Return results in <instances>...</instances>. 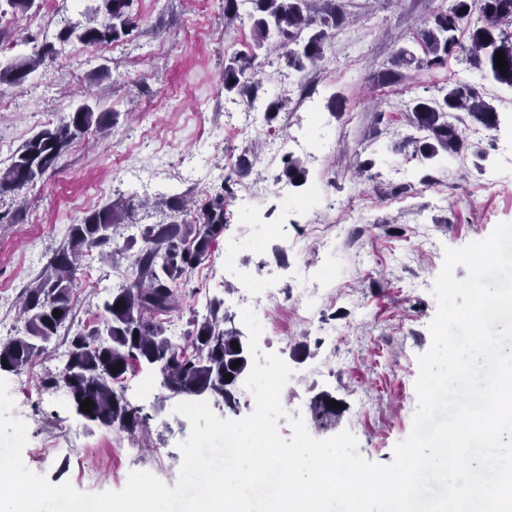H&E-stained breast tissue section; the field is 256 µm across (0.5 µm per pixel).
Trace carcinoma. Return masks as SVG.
Returning <instances> with one entry per match:
<instances>
[{
    "label": "carcinoma",
    "instance_id": "obj_1",
    "mask_svg": "<svg viewBox=\"0 0 512 512\" xmlns=\"http://www.w3.org/2000/svg\"><path fill=\"white\" fill-rule=\"evenodd\" d=\"M134 0H101L82 29L60 31L62 42L76 37L86 45L112 43L129 35L135 28L131 7ZM253 53L234 55L224 61L221 81L224 91L235 94L249 106L260 104L267 120L276 118L283 107L277 99L260 97L262 81L257 78L253 61L256 51L280 52L286 67L301 72L324 60L329 18L315 12L317 0H249ZM103 19H98V14ZM422 56L408 48L396 52L390 76L403 78L400 69H435L448 57L463 52L473 66L496 82L512 88V0H452L424 23L418 36ZM503 52L506 73L494 63ZM54 45L45 44L35 54L0 62V86H20L40 66L53 60ZM467 115L485 128H498V112L472 86L450 85L440 95L419 98L411 109L410 124L428 132L422 140H410L419 161L430 164L440 153L450 157L469 149L459 127L448 121L456 112ZM113 114L99 108L94 97L75 104L69 120L40 130L14 155L12 162L0 169V194L15 191L54 167L61 153L75 139L88 133H102L112 127ZM301 163L284 159L282 176L290 183L306 181ZM232 177L224 178L222 192L209 202L195 221L173 220L152 224L143 235V246L133 255V281L110 292L102 303V326L78 332L71 339L69 358L59 374L74 406L90 399L94 406L83 416L95 426H118L126 430L142 428L145 419L116 388L135 366L158 367L163 387L172 397H194L204 393L220 397L228 407L235 404L234 381L247 370L248 358L243 346L233 348L238 333L230 326L223 302L215 301L209 316L193 322L189 333L194 354L165 336V328L156 315L177 304L176 285L212 248L224 228V199L232 195ZM134 206L111 203L70 225L67 245L48 264L45 274L25 289L21 313L23 334L0 344V370L14 371L32 357L46 351V343L72 315V288L77 269L86 253L114 238L117 229L130 216ZM59 315H54V312ZM240 361L233 368L231 364ZM232 380H226V375ZM314 419L321 423L336 416L331 398L316 399Z\"/></svg>",
    "mask_w": 512,
    "mask_h": 512
}]
</instances>
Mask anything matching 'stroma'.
<instances>
[{"label": "stroma", "instance_id": "stroma-1", "mask_svg": "<svg viewBox=\"0 0 512 512\" xmlns=\"http://www.w3.org/2000/svg\"><path fill=\"white\" fill-rule=\"evenodd\" d=\"M450 0H322L323 14L339 8L340 25L329 26L324 60L301 72L287 71L277 56L259 53L255 67L268 96L286 106L276 119L245 113L238 96L221 84L224 61L252 48L249 0L233 22L224 0H134L136 29L123 40L88 46L57 41L65 27L84 26L97 0H36L24 14L0 0V61L29 55L54 43V59L31 73L22 88L0 86V167L49 124L67 119L77 95L89 91L115 116L110 133H94L70 145L54 168L20 190L0 194V344L20 335L25 289L45 273L77 218L106 204L158 194L183 197L204 207L234 173L245 149L267 152L273 138L308 132L314 156H301L307 184L329 183L319 206L300 216L322 225L325 235L306 238L302 252L288 250L287 233L270 237L271 224L287 225L285 204L274 193L283 167L280 155L253 165L224 205L225 223L210 254L178 288L175 311L163 316L167 336L188 347L193 319L213 300L238 313L242 268L264 263L293 319L276 333L279 318H263L259 346L293 370L281 396L284 409L303 417L310 434L327 439L350 431L367 460L386 464L412 427L417 407L418 357L431 346L436 314L431 288L445 248L487 238L497 224L512 222V88L482 76L467 61L386 77L395 51L415 47L421 25ZM287 76V84L273 75ZM450 83H466L496 106L500 124L491 131L467 119L469 144L487 158H444L425 167L402 147L416 137L406 115L416 99ZM374 159L375 179L358 172ZM167 207L135 208L114 239L122 255L101 262L99 249L83 261L73 290V318L46 353L6 372L12 414L27 426L25 465L51 483L71 482L83 492L120 490L130 471L154 474L172 486L182 456L178 449L190 423L175 413L176 398L161 385L158 370L128 372L123 394L147 424L137 458L115 454L122 431L88 424L77 415L64 386L52 379L62 369L74 333L100 322L99 307L114 288L133 280L127 257L142 245L151 224L169 220ZM335 245L325 248L324 238ZM264 242L257 251L256 242ZM242 328V321L234 323ZM330 396L339 404L334 421L317 425L312 403ZM57 439L44 461L33 451ZM85 443L83 456L70 452Z\"/></svg>", "mask_w": 512, "mask_h": 512}]
</instances>
